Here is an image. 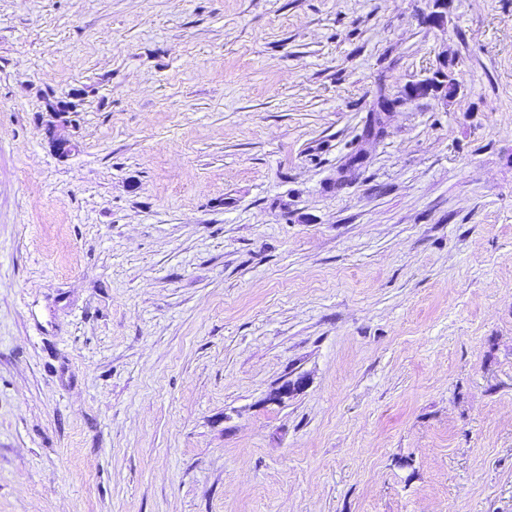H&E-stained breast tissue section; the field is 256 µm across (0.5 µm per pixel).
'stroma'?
<instances>
[{"label": "stroma", "mask_w": 512, "mask_h": 512, "mask_svg": "<svg viewBox=\"0 0 512 512\" xmlns=\"http://www.w3.org/2000/svg\"><path fill=\"white\" fill-rule=\"evenodd\" d=\"M447 2L0 0V512H512V0Z\"/></svg>", "instance_id": "obj_1"}]
</instances>
